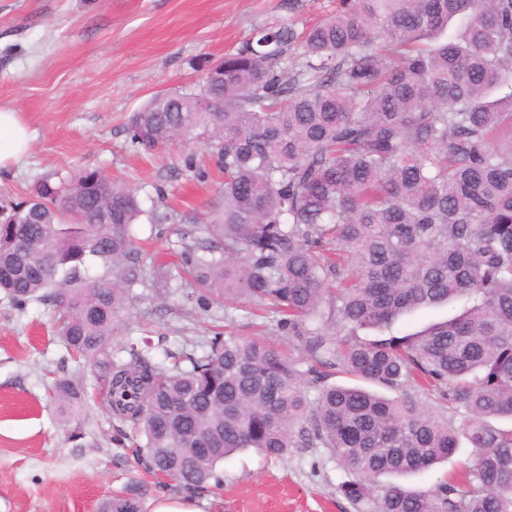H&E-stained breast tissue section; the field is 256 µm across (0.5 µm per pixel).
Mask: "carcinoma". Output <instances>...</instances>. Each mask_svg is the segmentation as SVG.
<instances>
[{
  "label": "carcinoma",
  "instance_id": "cac0c4a2",
  "mask_svg": "<svg viewBox=\"0 0 512 512\" xmlns=\"http://www.w3.org/2000/svg\"><path fill=\"white\" fill-rule=\"evenodd\" d=\"M127 121L156 150L178 136L224 172L208 236L181 243L208 298L274 313L262 338L221 332L157 363L112 349L139 283L136 189L84 169L37 182L0 218V290L53 298L67 350L144 437L145 468L192 488L253 448H322L358 512H512V0H336L299 31L257 25ZM99 263L102 274L90 278ZM167 266L151 287H171ZM463 312L396 335L403 316ZM364 330H375L368 338ZM127 357H121V353ZM344 375L354 384H336ZM64 410L82 402L60 381ZM469 449L466 480L380 485ZM140 512L124 496L100 510Z\"/></svg>",
  "mask_w": 512,
  "mask_h": 512
}]
</instances>
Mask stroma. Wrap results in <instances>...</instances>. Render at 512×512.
Here are the masks:
<instances>
[{
	"label": "stroma",
	"mask_w": 512,
	"mask_h": 512,
	"mask_svg": "<svg viewBox=\"0 0 512 512\" xmlns=\"http://www.w3.org/2000/svg\"><path fill=\"white\" fill-rule=\"evenodd\" d=\"M332 0H0V104L14 106L33 133L29 153L0 168V200L26 198L41 178L58 182L97 168L137 188L144 209L164 202L171 220H142L141 275L158 264L179 272L173 246L185 223H200L221 203L224 176L206 147L184 139L145 152L132 146L129 115L159 92L199 82L196 64L235 50L255 25L323 17ZM190 155L208 177L172 166ZM138 299L113 345L166 334L154 361L183 343L202 344L213 326L260 336L263 322L244 311L186 302L180 290L135 286ZM79 379L86 401L71 438L52 399L54 384ZM103 384L75 361L59 335L56 308L34 301L17 308L0 293V512H98L112 495L150 512L160 495L190 498L201 512H355L338 493L346 473L323 449L284 458L244 450L219 466L221 487L191 489L150 475L138 461L130 427L113 420Z\"/></svg>",
	"instance_id": "35a3bbf8"
}]
</instances>
